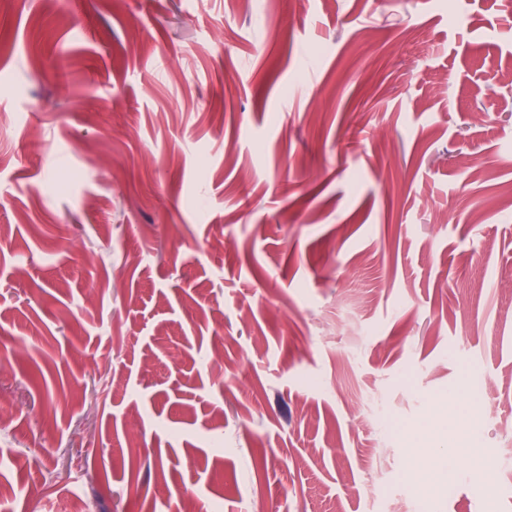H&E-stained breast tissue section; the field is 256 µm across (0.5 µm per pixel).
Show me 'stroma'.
I'll use <instances>...</instances> for the list:
<instances>
[{
	"instance_id": "1",
	"label": "stroma",
	"mask_w": 512,
	"mask_h": 512,
	"mask_svg": "<svg viewBox=\"0 0 512 512\" xmlns=\"http://www.w3.org/2000/svg\"><path fill=\"white\" fill-rule=\"evenodd\" d=\"M262 2L0 10L7 512H512L504 4Z\"/></svg>"
}]
</instances>
